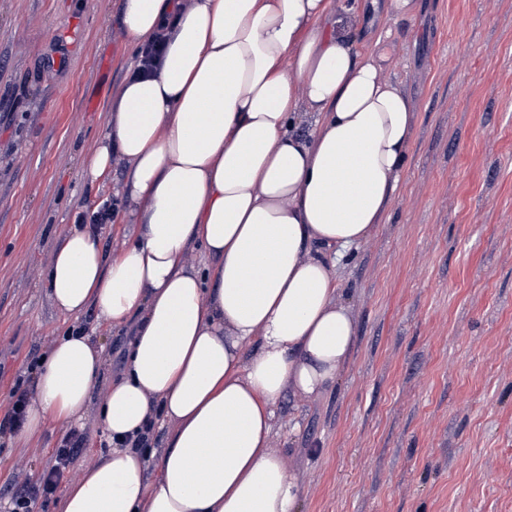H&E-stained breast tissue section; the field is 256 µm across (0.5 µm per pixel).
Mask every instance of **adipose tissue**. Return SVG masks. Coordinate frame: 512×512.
Instances as JSON below:
<instances>
[{"instance_id": "adipose-tissue-1", "label": "adipose tissue", "mask_w": 512, "mask_h": 512, "mask_svg": "<svg viewBox=\"0 0 512 512\" xmlns=\"http://www.w3.org/2000/svg\"><path fill=\"white\" fill-rule=\"evenodd\" d=\"M351 18L334 0H123L124 38L166 52L108 102L84 177L123 162L119 221L139 233L112 256L100 227L68 226L44 286L64 318L132 334L97 426L124 438L153 416L165 446L152 464L100 455L60 512H295L273 409L347 361L337 258L384 222L413 135L410 98L353 49ZM196 244L212 268L189 263ZM103 366L86 333L56 340L13 440L84 426Z\"/></svg>"}]
</instances>
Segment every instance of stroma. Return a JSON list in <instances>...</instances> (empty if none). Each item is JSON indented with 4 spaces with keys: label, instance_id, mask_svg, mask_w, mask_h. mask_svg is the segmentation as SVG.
I'll list each match as a JSON object with an SVG mask.
<instances>
[{
    "label": "stroma",
    "instance_id": "obj_1",
    "mask_svg": "<svg viewBox=\"0 0 512 512\" xmlns=\"http://www.w3.org/2000/svg\"><path fill=\"white\" fill-rule=\"evenodd\" d=\"M415 108L384 224L336 267L354 347L323 394L287 392L271 446L298 512H512V0H357ZM135 64L121 0H0V404L28 356L79 326L119 375L124 335L71 323L43 285L60 232L112 198L82 171ZM62 428L0 440V500L42 475Z\"/></svg>",
    "mask_w": 512,
    "mask_h": 512
}]
</instances>
